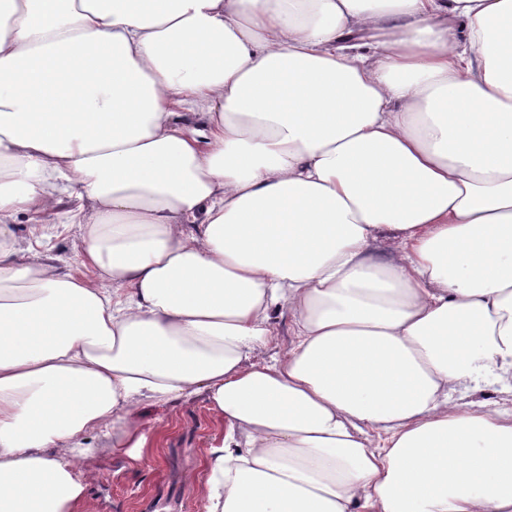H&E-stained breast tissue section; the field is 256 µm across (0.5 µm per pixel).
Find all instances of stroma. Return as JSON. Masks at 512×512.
<instances>
[{
    "label": "stroma",
    "instance_id": "obj_1",
    "mask_svg": "<svg viewBox=\"0 0 512 512\" xmlns=\"http://www.w3.org/2000/svg\"><path fill=\"white\" fill-rule=\"evenodd\" d=\"M76 204V199H64L50 223L18 215L11 229L19 249L46 253L62 269L81 274L77 228L68 222ZM139 421L146 443L138 466L109 452L94 461L88 490L93 512H204L200 484L205 464L224 436V424L206 397L142 407Z\"/></svg>",
    "mask_w": 512,
    "mask_h": 512
}]
</instances>
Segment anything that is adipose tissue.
Returning a JSON list of instances; mask_svg holds the SVG:
<instances>
[{
	"label": "adipose tissue",
	"instance_id": "ef3b65f1",
	"mask_svg": "<svg viewBox=\"0 0 512 512\" xmlns=\"http://www.w3.org/2000/svg\"><path fill=\"white\" fill-rule=\"evenodd\" d=\"M67 196L93 283L16 259ZM488 384L512 0H0V512H90L84 463L200 395L205 512H512ZM291 327H292V317L287 310H281L280 313H277L276 321H275V329L277 336H274V342L271 345V349L261 352L257 355L255 361L256 362H264L269 359V357L276 351H278L283 345L288 344L290 342L291 336ZM453 397L458 403L491 402L503 408L510 409V411L512 409L511 391L501 390L500 387H482L476 391L456 393Z\"/></svg>",
	"mask_w": 512,
	"mask_h": 512
}]
</instances>
